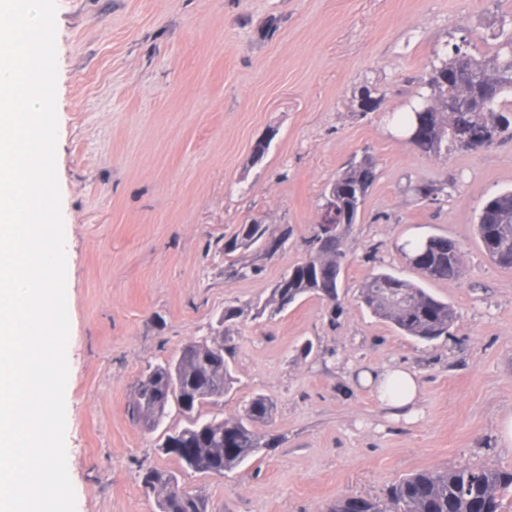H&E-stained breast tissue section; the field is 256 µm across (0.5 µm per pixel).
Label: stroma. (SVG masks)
I'll return each instance as SVG.
<instances>
[{
    "instance_id": "obj_1",
    "label": "stroma",
    "mask_w": 512,
    "mask_h": 512,
    "mask_svg": "<svg viewBox=\"0 0 512 512\" xmlns=\"http://www.w3.org/2000/svg\"><path fill=\"white\" fill-rule=\"evenodd\" d=\"M55 22L77 512H158L141 461L213 512H325L339 496L385 498L419 469H512L499 437L512 415V269L475 230L483 205L512 190V140L436 157L389 120L415 101L434 53L465 38L485 55L512 36V0H57ZM365 85L377 111L354 100ZM365 155L379 178L345 237L340 307L312 295L254 317L308 257L325 186ZM254 221L288 226L285 247L225 254V237ZM432 236L460 243L458 279L421 278L400 250ZM232 261L262 271L226 278ZM377 272L451 304L449 334L422 342L375 317L358 294ZM230 304L247 311L228 324L236 381L197 415L271 398L261 431L275 445L209 476L160 448L187 416L170 409L149 431L128 407L139 376L209 335ZM392 365L418 373L414 407L361 384Z\"/></svg>"
}]
</instances>
